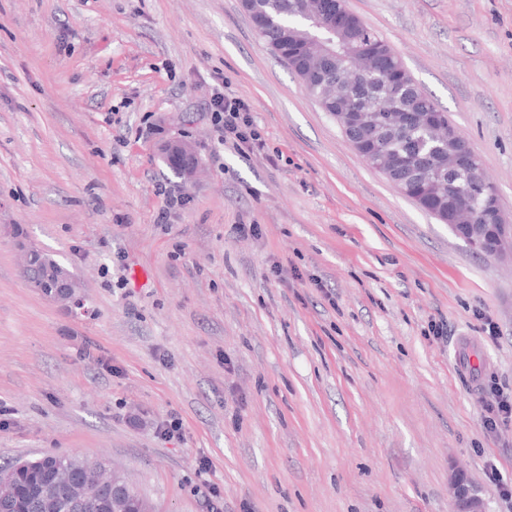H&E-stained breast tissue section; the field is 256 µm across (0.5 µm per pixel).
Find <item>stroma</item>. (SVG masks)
I'll use <instances>...</instances> for the list:
<instances>
[{
    "mask_svg": "<svg viewBox=\"0 0 512 512\" xmlns=\"http://www.w3.org/2000/svg\"><path fill=\"white\" fill-rule=\"evenodd\" d=\"M346 7L512 222V0ZM218 91L249 104L261 148L222 143ZM177 140L194 180L160 157ZM24 246L81 280L79 305L30 288ZM500 392L512 254L370 168L241 0H0V465L103 458L153 512H450L461 469L512 512V418L485 423Z\"/></svg>",
    "mask_w": 512,
    "mask_h": 512,
    "instance_id": "obj_1",
    "label": "stroma"
}]
</instances>
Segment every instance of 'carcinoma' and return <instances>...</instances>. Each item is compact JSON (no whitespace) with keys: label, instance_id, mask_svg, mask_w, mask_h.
Segmentation results:
<instances>
[{"label":"carcinoma","instance_id":"1","mask_svg":"<svg viewBox=\"0 0 512 512\" xmlns=\"http://www.w3.org/2000/svg\"><path fill=\"white\" fill-rule=\"evenodd\" d=\"M320 0H242L259 38L300 80L306 92L331 116L338 112H368L371 123L350 121L347 138L365 160L378 149L386 150L397 161L391 184L421 209L434 213L448 223V213L455 203L477 205L487 192H496L490 181L477 183L466 170L448 173V113L414 81L404 64L391 65L373 74L363 65L352 67L359 56L394 54V50L359 18L349 15V25L336 32V55L325 57L314 46V38H328L325 26L306 25L305 18L319 11ZM420 115L416 125L393 122L395 103ZM419 165L438 176L428 184L418 185L408 179V168ZM31 265L27 276L30 287L44 294L59 282H75L74 276L56 260L38 252H29ZM106 463H91L76 455H44L35 460H20L0 467L6 474L21 468L15 481L0 486V496L9 500L11 512H37L35 497L44 470L56 477L58 499L56 512H70L66 498L67 484L76 476L94 468L104 477Z\"/></svg>","mask_w":512,"mask_h":512}]
</instances>
